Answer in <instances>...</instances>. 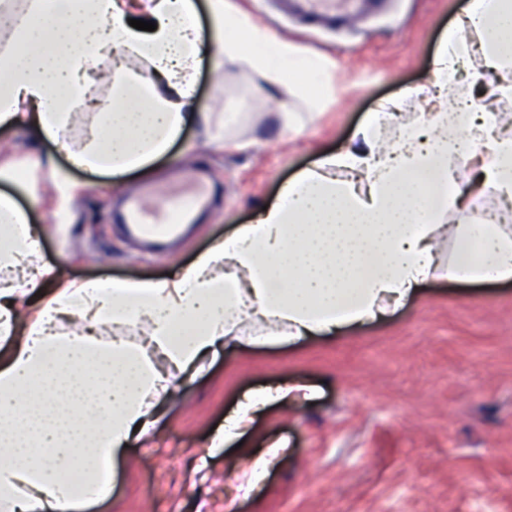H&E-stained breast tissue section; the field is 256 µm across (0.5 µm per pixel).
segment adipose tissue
Wrapping results in <instances>:
<instances>
[{
  "instance_id": "obj_1",
  "label": "adipose tissue",
  "mask_w": 512,
  "mask_h": 512,
  "mask_svg": "<svg viewBox=\"0 0 512 512\" xmlns=\"http://www.w3.org/2000/svg\"><path fill=\"white\" fill-rule=\"evenodd\" d=\"M208 13L205 32L192 0H0V126L29 129L118 185L150 176L188 124L210 126L196 103L202 62L254 71L272 91L298 73L292 88L312 112L334 93L336 59L273 35L233 0H208ZM475 46L511 94L512 0H468L432 60L435 111L389 138L394 113H369L343 150L177 275L79 282L43 265L0 276V512L106 500L124 444L150 432L181 378L243 325L258 342L297 341L386 317L431 277L511 280L512 225L485 223L467 198L477 187L512 202V125L447 93ZM104 87L107 112L72 149L76 114L93 111ZM38 251L27 214L1 194L0 273ZM311 395L304 384L248 394L212 447L242 436L267 404Z\"/></svg>"
}]
</instances>
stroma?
I'll use <instances>...</instances> for the list:
<instances>
[{"label":"stroma","mask_w":512,"mask_h":512,"mask_svg":"<svg viewBox=\"0 0 512 512\" xmlns=\"http://www.w3.org/2000/svg\"><path fill=\"white\" fill-rule=\"evenodd\" d=\"M272 33L336 58L337 95L308 115L300 100L270 92L252 71L201 65L200 110L237 109L215 148L203 128L186 126L154 166L204 171L209 205L172 247L148 252L125 235L115 213L143 185L92 178L53 145L0 127V147L16 157L18 180L0 181L40 233V264L68 278L163 279L252 223L260 207L311 166L341 150L368 113L397 100L403 119L429 112L411 88L430 84L443 33L467 0H352L331 24L288 10L285 0H239ZM246 110H239V103ZM303 121L289 126L286 112ZM49 159L81 190L63 203L36 205L42 179L23 166ZM313 386L304 405L274 403L258 414L240 445L211 448L217 425L249 393L291 382ZM288 446L255 490L239 492L244 472L270 441ZM111 497L88 512H512V282L422 283L384 320L337 335L220 349L202 376L185 379L155 432L121 451Z\"/></svg>","instance_id":"stroma-1"}]
</instances>
